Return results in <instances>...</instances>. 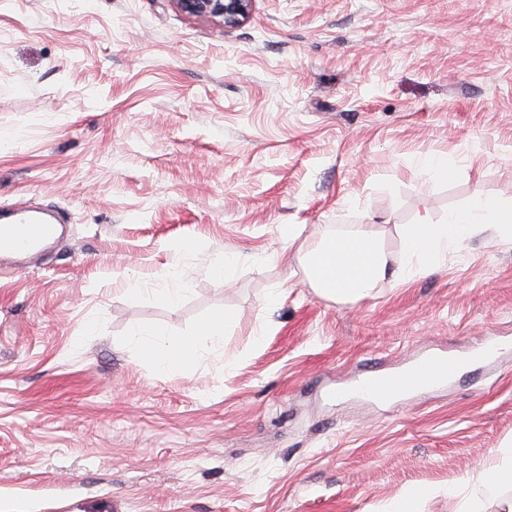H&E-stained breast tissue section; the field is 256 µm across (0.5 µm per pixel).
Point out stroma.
I'll return each mask as SVG.
<instances>
[{"mask_svg":"<svg viewBox=\"0 0 512 512\" xmlns=\"http://www.w3.org/2000/svg\"><path fill=\"white\" fill-rule=\"evenodd\" d=\"M477 196L512 203V0H256L229 30L0 0V205L67 220L0 268V512H388L416 486L448 512L512 442V350L391 408L335 392L512 336V239L477 229L355 304L305 257L361 224L402 263L409 225ZM226 310L187 370L133 336L161 352Z\"/></svg>","mask_w":512,"mask_h":512,"instance_id":"stroma-1","label":"stroma"}]
</instances>
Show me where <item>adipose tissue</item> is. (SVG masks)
<instances>
[{
	"label": "adipose tissue",
	"mask_w": 512,
	"mask_h": 512,
	"mask_svg": "<svg viewBox=\"0 0 512 512\" xmlns=\"http://www.w3.org/2000/svg\"><path fill=\"white\" fill-rule=\"evenodd\" d=\"M488 226L512 237V205L495 207L482 198H473L464 210L451 214L446 223L436 224L421 217L405 233L407 258L427 260L469 238L476 228ZM307 273L319 293L337 302H355L368 297L386 279L407 276V267H392L381 240L357 228L325 238L308 253ZM234 321L232 312L210 317L199 327L197 336L170 341L163 356H156L152 344H145L144 355L162 371L186 368L199 358V341L220 344L224 330Z\"/></svg>",
	"instance_id": "obj_1"
}]
</instances>
